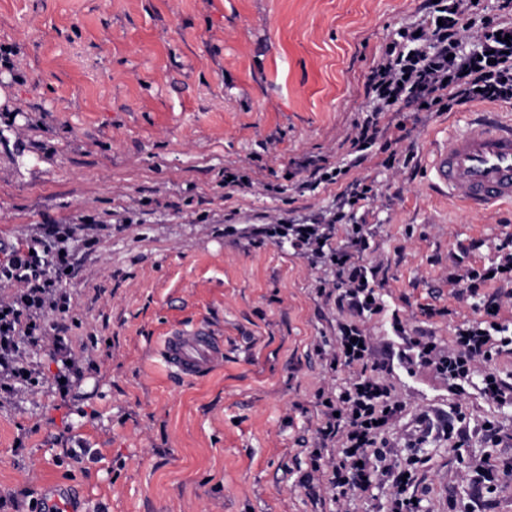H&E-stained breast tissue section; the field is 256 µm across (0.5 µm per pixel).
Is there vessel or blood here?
Here are the masks:
<instances>
[{
	"label": "vessel or blood",
	"mask_w": 512,
	"mask_h": 512,
	"mask_svg": "<svg viewBox=\"0 0 512 512\" xmlns=\"http://www.w3.org/2000/svg\"><path fill=\"white\" fill-rule=\"evenodd\" d=\"M432 186L474 211L512 205V119L478 109L463 132L433 152ZM159 354L165 366L186 380L207 376L224 359V340L208 326L173 330Z\"/></svg>",
	"instance_id": "1"
}]
</instances>
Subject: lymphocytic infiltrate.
<instances>
[{"label":"lymphocytic infiltrate","mask_w":512,"mask_h":512,"mask_svg":"<svg viewBox=\"0 0 512 512\" xmlns=\"http://www.w3.org/2000/svg\"><path fill=\"white\" fill-rule=\"evenodd\" d=\"M471 7L472 0H451L440 13L441 24L431 31L400 29L397 39L382 48L373 70L369 89L374 102L401 100L417 112L448 111L472 102H511L512 44L505 40L511 26L486 23L478 56L455 53L461 34L458 19ZM374 195L372 185L358 180L340 195V208L327 223L307 226L282 219L256 226L253 234L264 241L288 242L299 255L334 270L333 279L318 288L319 294L334 298L346 316L338 325L331 363L357 369L358 374L323 402L320 445L333 443L339 449L327 478L333 503L342 504L376 478L392 490L391 512H416L418 465L399 463L396 448L385 436L402 419L405 407L380 382L378 375L387 364L375 360L373 338L365 328L367 318L382 311L376 299L379 269L364 260L373 234L368 225L345 221L346 209L365 207ZM74 233L73 226L51 224L43 236L25 242L0 240V286L11 291L0 299V402L43 387L36 356L45 349L57 365L59 393L69 390L67 380L77 366L60 322L70 309L61 281L71 266L65 244ZM503 245V255L488 269L451 277L457 296L476 295L493 282L512 284V234ZM497 317L493 301H486L479 319L455 329L448 348L432 346L426 336L410 338L409 347L419 366L436 370L455 386L482 372L484 396L504 403L507 386L491 364L501 354L512 353V328Z\"/></svg>","instance_id":"lymphocytic-infiltrate-1"}]
</instances>
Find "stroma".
Returning a JSON list of instances; mask_svg holds the SVG:
<instances>
[{
  "label": "stroma",
  "mask_w": 512,
  "mask_h": 512,
  "mask_svg": "<svg viewBox=\"0 0 512 512\" xmlns=\"http://www.w3.org/2000/svg\"><path fill=\"white\" fill-rule=\"evenodd\" d=\"M433 0H0V239L43 224L90 223L64 287L80 322L74 351L93 345L67 399L42 390L0 407V512L7 501L68 486L81 512H331L326 477L301 482L324 408L318 393L350 375L331 368L343 315L320 296L324 273L285 243L242 228L309 223L336 209L348 183L372 181L382 313L365 326L380 355L424 334L440 345L478 318L492 287L457 299L449 273L490 265L512 206L473 212L430 186L428 153L468 107L423 112L389 140L402 113L337 183L297 193V162L348 164L354 125L370 109L380 47L422 23ZM248 175L227 188L225 172ZM405 333L397 335L393 321ZM207 324L224 361L185 381L159 345ZM464 391L394 359L383 380L405 404L391 434L401 461L419 456V512H512V475L496 493L475 484L485 459L512 465V404ZM462 411L463 443L407 441L420 414ZM495 421L498 435L482 432ZM80 448L78 459L66 457Z\"/></svg>",
  "instance_id": "obj_1"
}]
</instances>
